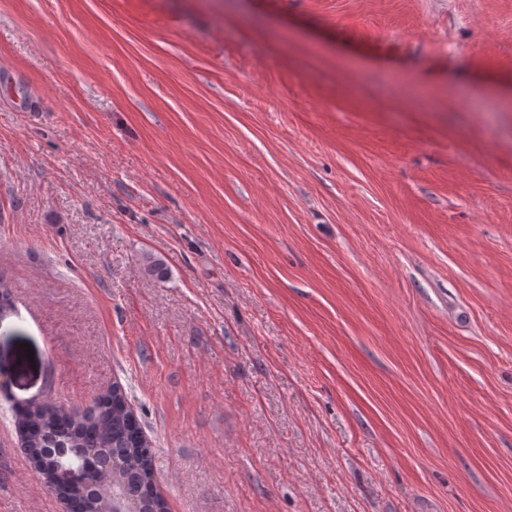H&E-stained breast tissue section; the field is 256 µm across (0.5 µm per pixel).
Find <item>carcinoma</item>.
Segmentation results:
<instances>
[{
  "label": "carcinoma",
  "mask_w": 512,
  "mask_h": 512,
  "mask_svg": "<svg viewBox=\"0 0 512 512\" xmlns=\"http://www.w3.org/2000/svg\"><path fill=\"white\" fill-rule=\"evenodd\" d=\"M12 414L28 459L70 512H101L104 504L96 502V491L108 476L90 471L79 489L58 482L57 449L65 446L112 453L116 477L145 495L153 493L152 440L132 417L131 402L121 386L95 396L83 409L44 402L33 408L16 406Z\"/></svg>",
  "instance_id": "carcinoma-1"
}]
</instances>
